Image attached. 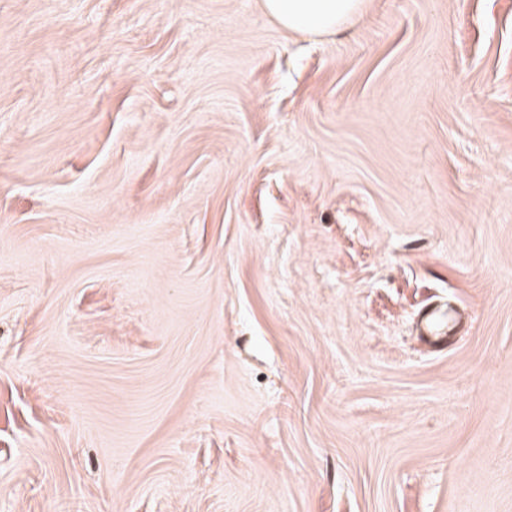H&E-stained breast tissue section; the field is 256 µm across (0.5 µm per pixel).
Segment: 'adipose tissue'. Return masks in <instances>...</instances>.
<instances>
[{
  "label": "adipose tissue",
  "mask_w": 512,
  "mask_h": 512,
  "mask_svg": "<svg viewBox=\"0 0 512 512\" xmlns=\"http://www.w3.org/2000/svg\"><path fill=\"white\" fill-rule=\"evenodd\" d=\"M366 0H263L264 10L284 29L322 35L362 12Z\"/></svg>",
  "instance_id": "obj_1"
}]
</instances>
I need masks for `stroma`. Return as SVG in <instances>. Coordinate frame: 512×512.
<instances>
[{"instance_id": "stroma-1", "label": "stroma", "mask_w": 512, "mask_h": 512, "mask_svg": "<svg viewBox=\"0 0 512 512\" xmlns=\"http://www.w3.org/2000/svg\"><path fill=\"white\" fill-rule=\"evenodd\" d=\"M0 512H512V0H0ZM366 0H263L264 10L284 29L322 35L362 12Z\"/></svg>"}]
</instances>
